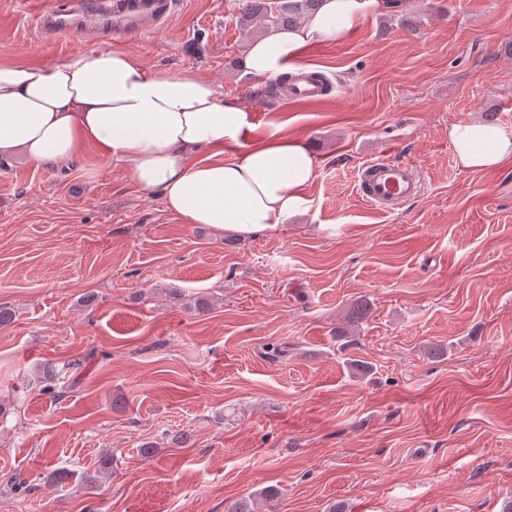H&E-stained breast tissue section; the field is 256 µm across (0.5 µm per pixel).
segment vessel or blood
<instances>
[{
    "label": "vessel or blood",
    "mask_w": 512,
    "mask_h": 512,
    "mask_svg": "<svg viewBox=\"0 0 512 512\" xmlns=\"http://www.w3.org/2000/svg\"><path fill=\"white\" fill-rule=\"evenodd\" d=\"M173 0H58L38 11L40 30L57 36L73 34L78 26L92 24L105 33L120 34L156 27L169 16ZM323 93L317 72L304 71L287 88L290 99L312 101ZM357 191L370 206L385 210L418 198L421 179L412 162L384 154L363 162Z\"/></svg>",
    "instance_id": "1"
}]
</instances>
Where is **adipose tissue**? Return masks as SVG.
Masks as SVG:
<instances>
[{"label":"adipose tissue","instance_id":"ef3b65f1","mask_svg":"<svg viewBox=\"0 0 512 512\" xmlns=\"http://www.w3.org/2000/svg\"><path fill=\"white\" fill-rule=\"evenodd\" d=\"M388 8L387 0H322L297 28L251 42L244 69L259 81L288 75L309 44L340 40ZM250 128L248 108L212 82L148 72L125 50H80L50 65L0 57V158L64 166L94 146L103 160L127 163L140 189L160 191L181 223L239 238L274 232L305 208L318 168L303 141H252ZM448 140L470 171L512 160L511 128L457 122ZM202 148L212 159L191 162Z\"/></svg>","mask_w":512,"mask_h":512}]
</instances>
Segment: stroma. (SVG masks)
<instances>
[{"label": "stroma", "mask_w": 512, "mask_h": 512, "mask_svg": "<svg viewBox=\"0 0 512 512\" xmlns=\"http://www.w3.org/2000/svg\"><path fill=\"white\" fill-rule=\"evenodd\" d=\"M50 2L0 0V54L49 64L119 46L149 70L194 71L249 108L253 138L305 141L318 171L306 210L241 239L180 223L90 148L67 167L0 159V304L16 312L0 329V512H227L248 496L259 512H503L512 163L460 169L448 127L492 114L512 128V0H402L311 45L300 69L331 82L315 103L244 73L238 0L46 40L35 15ZM382 151L422 180L389 212L357 194ZM172 286L215 305H168ZM363 299L374 314L339 350ZM47 361L78 381L64 398L41 390ZM181 430L190 445L168 444ZM54 469L69 480L45 483Z\"/></svg>", "instance_id": "1"}]
</instances>
